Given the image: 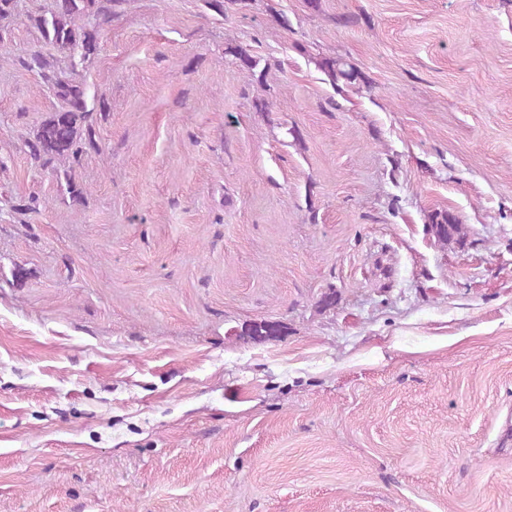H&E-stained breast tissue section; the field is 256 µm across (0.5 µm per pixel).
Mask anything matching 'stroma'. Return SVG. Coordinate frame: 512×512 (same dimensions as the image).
<instances>
[{
	"label": "stroma",
	"instance_id": "35a3bbf8",
	"mask_svg": "<svg viewBox=\"0 0 512 512\" xmlns=\"http://www.w3.org/2000/svg\"><path fill=\"white\" fill-rule=\"evenodd\" d=\"M49 4L0 39V512H512V0H128L81 204L22 149ZM227 56L232 57L236 66L248 73L259 85H267L268 75L271 71V64L265 65L259 69L260 60L249 53V51L238 44L228 43L225 49ZM320 67L334 85L339 81L346 84L366 83L363 72L342 57L322 58ZM430 231L443 244L461 243L465 236L463 224L447 210L434 211L427 216Z\"/></svg>",
	"mask_w": 512,
	"mask_h": 512
}]
</instances>
